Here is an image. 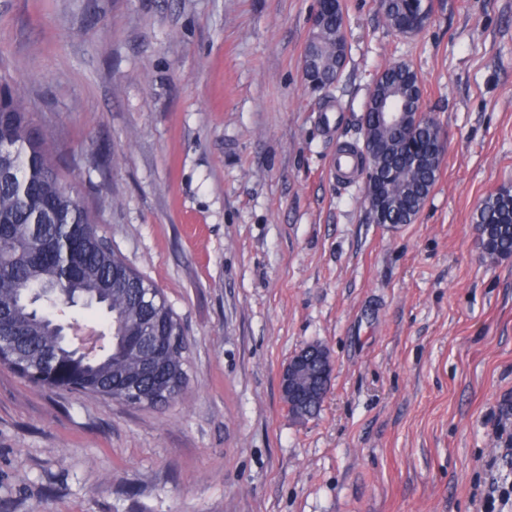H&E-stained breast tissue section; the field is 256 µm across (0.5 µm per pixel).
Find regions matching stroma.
I'll use <instances>...</instances> for the list:
<instances>
[{
	"label": "stroma",
	"mask_w": 512,
	"mask_h": 512,
	"mask_svg": "<svg viewBox=\"0 0 512 512\" xmlns=\"http://www.w3.org/2000/svg\"><path fill=\"white\" fill-rule=\"evenodd\" d=\"M318 0H0V76L27 84L54 162L98 231L161 288L189 384L138 407L0 366V512H475L512 452V257L479 204L512 189V0H435L392 32L342 0L348 56L314 89ZM409 65L447 153L410 224L375 223L361 144L378 73ZM319 344V412L279 375ZM317 346L318 345L316 344L302 348L298 353L292 356L288 363L283 367L280 374V389L282 396H284L285 391L288 390L289 376L299 368L303 362V359L309 355H316L318 352H320L321 359L325 363L326 373L329 375V377L331 376L333 365L330 355L324 347L321 345H319V347Z\"/></svg>",
	"instance_id": "1"
}]
</instances>
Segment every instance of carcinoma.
I'll return each instance as SVG.
<instances>
[{
  "instance_id": "cac0c4a2",
  "label": "carcinoma",
  "mask_w": 512,
  "mask_h": 512,
  "mask_svg": "<svg viewBox=\"0 0 512 512\" xmlns=\"http://www.w3.org/2000/svg\"><path fill=\"white\" fill-rule=\"evenodd\" d=\"M425 4L413 0H377V11L386 26L399 35H412L427 22ZM321 39L325 40V69L319 71V88L333 86L339 76L332 63L335 44L329 39L345 26L341 3L318 2ZM384 80L374 97H390L398 106L414 108L418 76L409 66L383 70ZM35 105L20 81L0 97V358L18 368L17 375L31 384L52 390L76 391L93 397L121 399L131 384L148 397L162 385L178 399L187 384L186 342L169 348L156 373L143 370V339L158 334L184 335L179 316L164 292L116 254L99 235L98 215L64 183L52 161L53 140L49 128L34 120ZM435 131L421 129L408 152L391 150L394 135L379 129L374 159L367 167L393 171L377 185L378 195L397 199L396 207L372 211L374 221L407 224L410 215L424 206L437 180L431 167L413 169L410 157L426 153ZM475 224L491 258L512 256V192L489 195L477 208ZM70 297L88 307L106 310L108 328L122 331L119 342L105 335L102 352L81 354L44 312L46 303ZM300 386L310 392L327 390L319 367L311 363ZM292 414L313 416L319 405L301 398L288 400Z\"/></svg>"
}]
</instances>
